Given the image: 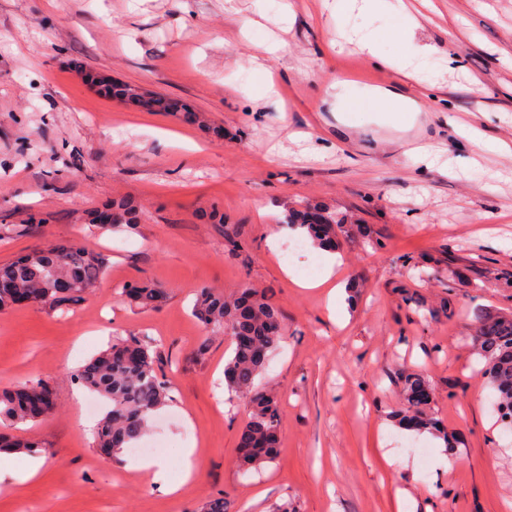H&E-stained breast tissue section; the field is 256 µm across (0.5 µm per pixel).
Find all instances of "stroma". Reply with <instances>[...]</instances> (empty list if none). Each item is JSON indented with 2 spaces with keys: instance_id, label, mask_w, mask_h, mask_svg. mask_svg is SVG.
Here are the masks:
<instances>
[{
  "instance_id": "1",
  "label": "stroma",
  "mask_w": 512,
  "mask_h": 512,
  "mask_svg": "<svg viewBox=\"0 0 512 512\" xmlns=\"http://www.w3.org/2000/svg\"><path fill=\"white\" fill-rule=\"evenodd\" d=\"M432 71L405 77L370 63L366 19L333 0H0V264L77 240L110 256L96 292L67 315L35 305L0 311V391L47 381L55 408L12 433L40 447L0 478V512H512V432L477 370L472 344L488 316L512 317V158L477 152L450 119L512 138V0H404ZM281 39L262 93L249 41ZM187 104L197 115L147 112L99 91L94 76ZM479 92H472V80ZM389 88L426 108L427 142L448 168L410 150L415 131L349 113L336 92ZM127 201L133 228L91 227ZM343 214L336 271L346 297L298 287L323 271V250L282 259L288 206ZM370 229L380 247L364 245ZM242 247L229 251L226 233ZM293 268L287 276L285 268ZM164 290L160 308L122 287ZM263 292L286 333L261 383L279 397L280 453L235 464L242 402L224 400L227 336L192 314L197 290ZM118 336H148L174 400L140 440L163 460L171 492L104 464L81 424L73 374ZM205 357H198V350ZM431 387L439 431L399 426L402 377ZM451 470L437 468L444 435ZM194 451L185 475L186 449ZM398 459L389 466L385 458Z\"/></svg>"
}]
</instances>
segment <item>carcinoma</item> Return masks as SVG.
<instances>
[{"label":"carcinoma","mask_w":512,"mask_h":512,"mask_svg":"<svg viewBox=\"0 0 512 512\" xmlns=\"http://www.w3.org/2000/svg\"><path fill=\"white\" fill-rule=\"evenodd\" d=\"M309 211L320 213L317 224H308ZM285 223L304 225L314 243L324 250L339 244L337 229L343 219L316 204L291 207ZM135 224L133 209L125 202L112 204V226ZM109 257L86 249L78 241L59 243L27 253L0 267V279L10 280L33 297V302L51 312L63 314L76 308L92 294L104 277ZM66 280L69 292L61 295L55 283ZM130 302L142 308H156L162 300L159 289L148 285L126 290ZM194 315L207 332L220 334L224 326L247 333L251 343H233L232 355L224 364V382L244 401L249 414L240 436L259 435L262 448H240L236 462L249 469L273 461L278 455L279 408L275 394L257 384L270 355L283 338L284 324L279 308L264 294L243 289L234 299L211 288H202L194 303ZM477 350L484 363L483 375L497 392V412L512 418V318L488 320L477 338ZM156 345L147 336L117 338L112 345L78 369L74 380L108 402V410L99 422L95 447L111 449L118 457L125 448L138 442L150 425L151 412L172 401L171 386L157 373ZM407 405L399 423L417 431L439 429L428 408L413 400L425 382L413 374L404 377ZM21 389L0 393V425L12 426L37 419L21 401Z\"/></svg>","instance_id":"obj_1"}]
</instances>
